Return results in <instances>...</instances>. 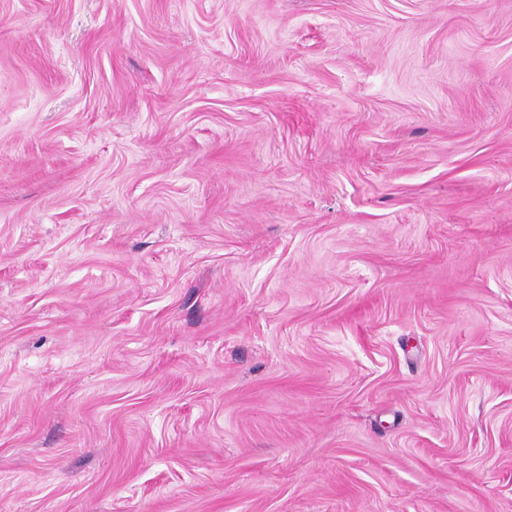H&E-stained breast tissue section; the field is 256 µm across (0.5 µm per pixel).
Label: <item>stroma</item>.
Masks as SVG:
<instances>
[{
	"instance_id": "35a3bbf8",
	"label": "stroma",
	"mask_w": 512,
	"mask_h": 512,
	"mask_svg": "<svg viewBox=\"0 0 512 512\" xmlns=\"http://www.w3.org/2000/svg\"><path fill=\"white\" fill-rule=\"evenodd\" d=\"M0 512H512V0H0Z\"/></svg>"
}]
</instances>
